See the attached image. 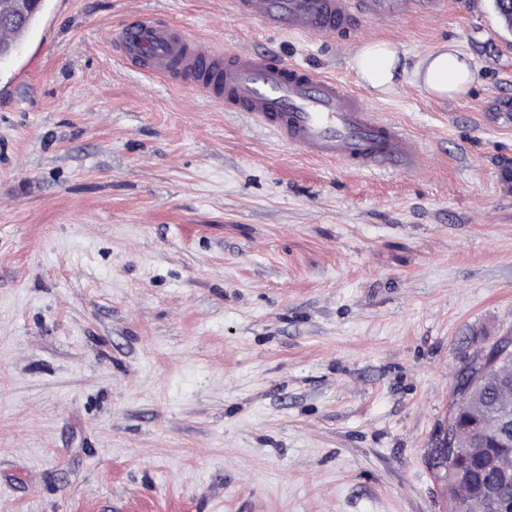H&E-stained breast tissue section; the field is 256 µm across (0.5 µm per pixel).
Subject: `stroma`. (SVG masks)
I'll return each mask as SVG.
<instances>
[{"mask_svg":"<svg viewBox=\"0 0 512 512\" xmlns=\"http://www.w3.org/2000/svg\"><path fill=\"white\" fill-rule=\"evenodd\" d=\"M356 87L413 169L302 156L127 69L121 25ZM398 46L395 88L352 58ZM455 43L477 79L429 97ZM512 33L493 0L345 40L229 0H47L0 66V512H449L433 464L465 355L512 330ZM414 75L429 95L456 99L467 93L476 80L477 72L472 60L454 43L448 42L428 53Z\"/></svg>","mask_w":512,"mask_h":512,"instance_id":"1","label":"stroma"}]
</instances>
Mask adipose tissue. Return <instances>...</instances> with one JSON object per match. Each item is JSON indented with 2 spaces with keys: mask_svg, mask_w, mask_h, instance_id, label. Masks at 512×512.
<instances>
[{
  "mask_svg": "<svg viewBox=\"0 0 512 512\" xmlns=\"http://www.w3.org/2000/svg\"><path fill=\"white\" fill-rule=\"evenodd\" d=\"M360 80L378 93L391 91L401 70L399 48L389 42L363 46L352 58ZM477 72L470 58L455 44H443L428 53L415 70L423 90L437 98L464 96L475 82Z\"/></svg>",
  "mask_w": 512,
  "mask_h": 512,
  "instance_id": "adipose-tissue-1",
  "label": "adipose tissue"
}]
</instances>
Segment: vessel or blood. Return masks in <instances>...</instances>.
Listing matches in <instances>:
<instances>
[{
    "instance_id": "obj_1",
    "label": "vessel or blood",
    "mask_w": 512,
    "mask_h": 512,
    "mask_svg": "<svg viewBox=\"0 0 512 512\" xmlns=\"http://www.w3.org/2000/svg\"><path fill=\"white\" fill-rule=\"evenodd\" d=\"M440 0H233L237 16L289 34L326 38L350 33L364 18L438 6ZM121 59L171 84L189 82L230 112L245 113L303 156L360 172L410 169L414 141L367 110L341 81L257 51L204 47L168 23L144 20L119 28Z\"/></svg>"
}]
</instances>
